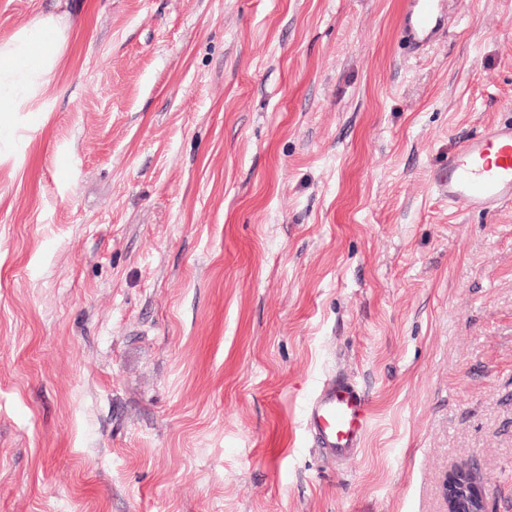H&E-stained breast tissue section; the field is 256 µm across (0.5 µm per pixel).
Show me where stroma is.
<instances>
[{
    "instance_id": "obj_1",
    "label": "stroma",
    "mask_w": 512,
    "mask_h": 512,
    "mask_svg": "<svg viewBox=\"0 0 512 512\" xmlns=\"http://www.w3.org/2000/svg\"><path fill=\"white\" fill-rule=\"evenodd\" d=\"M81 2L0 147V512H447L461 465L512 512V204L438 181L512 122V0L420 52L402 0ZM304 417L319 448L349 457L361 447L371 420V400L352 381L336 377L322 382L308 399Z\"/></svg>"
}]
</instances>
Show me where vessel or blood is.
Masks as SVG:
<instances>
[{
  "mask_svg": "<svg viewBox=\"0 0 512 512\" xmlns=\"http://www.w3.org/2000/svg\"><path fill=\"white\" fill-rule=\"evenodd\" d=\"M445 0H403L398 31L420 49L444 30ZM448 201L468 211L491 213L512 201V124H497L449 154L444 173ZM304 417L319 448L348 457L360 448L371 420V400L352 381L322 382L308 399Z\"/></svg>",
  "mask_w": 512,
  "mask_h": 512,
  "instance_id": "b4317fda",
  "label": "vessel or blood"
}]
</instances>
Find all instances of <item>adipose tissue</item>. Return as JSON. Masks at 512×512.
Segmentation results:
<instances>
[{"label":"adipose tissue","instance_id":"adipose-tissue-1","mask_svg":"<svg viewBox=\"0 0 512 512\" xmlns=\"http://www.w3.org/2000/svg\"><path fill=\"white\" fill-rule=\"evenodd\" d=\"M65 30L49 15L0 38V139L15 132L11 115L34 107L55 83L66 51Z\"/></svg>","mask_w":512,"mask_h":512}]
</instances>
